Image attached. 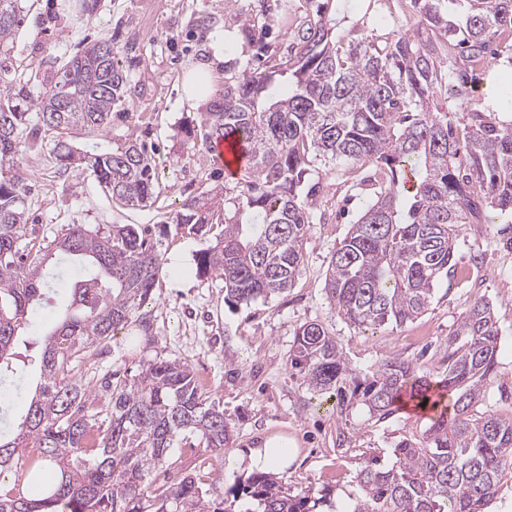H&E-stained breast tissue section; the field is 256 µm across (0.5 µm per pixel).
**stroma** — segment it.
<instances>
[{
  "label": "stroma",
  "mask_w": 512,
  "mask_h": 512,
  "mask_svg": "<svg viewBox=\"0 0 512 512\" xmlns=\"http://www.w3.org/2000/svg\"><path fill=\"white\" fill-rule=\"evenodd\" d=\"M18 0L21 23L6 62L9 79L48 73L85 42L108 37L131 78L132 92L105 137L118 146L146 143L159 183L151 205L131 208L112 200L96 181L60 171L51 139L26 152L19 167L32 186L28 200L36 231L52 237L66 225L108 228L138 224L150 228L163 270L152 301L143 311L146 336L131 341L127 331L94 345L84 370L103 376L116 370L136 373L141 362L171 360L188 365L219 400L234 427L233 441L217 453L177 441L176 475L204 479L228 496L251 469L236 465L265 438L280 435L296 443V458L277 471L293 492L331 488L335 512H344L357 491L355 477L370 456L392 464V450L419 433L427 417L404 410L379 419L358 401L340 402L335 392H314L292 370L289 350L300 325L315 321L335 336L349 368L372 375L387 359L412 362L419 374L440 379L448 339L474 300L489 301L501 337L493 378L484 387L478 413L512 416V227L468 224L459 239V272L440 282L427 311L414 321L364 331L337 316L325 290L330 258L360 216L363 197L353 183L358 174L333 162L315 165L325 190V221L311 225L305 261L291 290L233 308L224 302V284L196 272L197 255L212 245L190 234L173 216L186 197L227 183L198 145L184 144L181 129L215 111L224 100V72L253 63L254 47L241 27L245 0ZM211 62L215 74L196 107L183 101L185 73Z\"/></svg>",
  "instance_id": "35a3bbf8"
}]
</instances>
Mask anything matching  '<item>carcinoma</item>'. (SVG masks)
Instances as JSON below:
<instances>
[{
    "label": "carcinoma",
    "instance_id": "carcinoma-1",
    "mask_svg": "<svg viewBox=\"0 0 512 512\" xmlns=\"http://www.w3.org/2000/svg\"><path fill=\"white\" fill-rule=\"evenodd\" d=\"M242 15L264 68L224 72V102L204 114L203 144L232 139L246 177L232 191L185 199L175 223L215 243L197 256L203 277L224 282V301L248 307L290 290L304 265L303 244L318 214V158L369 165L368 200L339 242L326 279L337 315L377 328L413 321L439 281L455 273L466 224L512 219V100L467 110L485 62L494 89L512 65V0H409L418 17L393 37L353 28L342 45L328 7L288 23L286 51L267 40L269 6ZM18 25L17 0H0V55ZM33 98L27 83L0 84V415L26 390L25 367L39 370L19 432L0 435V473L22 458L28 482L0 488V512H232L187 474L171 479L177 438L212 451L229 447L233 427L185 364L150 360L129 378L93 379L87 351L127 328L153 299L162 258L149 230L116 224L100 232L69 224L49 241L29 226L21 155L54 131V157L127 206L153 199L157 175L145 144L98 142L125 103L128 76L108 39L89 43L47 78ZM463 112L458 125L448 113ZM49 294L64 314L43 333L36 355L18 338ZM499 328L476 301L448 339V369L433 382L412 364L386 361L365 380L352 373L327 328L299 326L291 367L308 386L361 401L385 419L407 393L436 415L417 440L404 439L384 466L372 458L356 475L350 512H487L504 472L512 473V417L478 416L493 376ZM232 496L242 512H322L331 492L292 494L267 473Z\"/></svg>",
    "mask_w": 512,
    "mask_h": 512
}]
</instances>
